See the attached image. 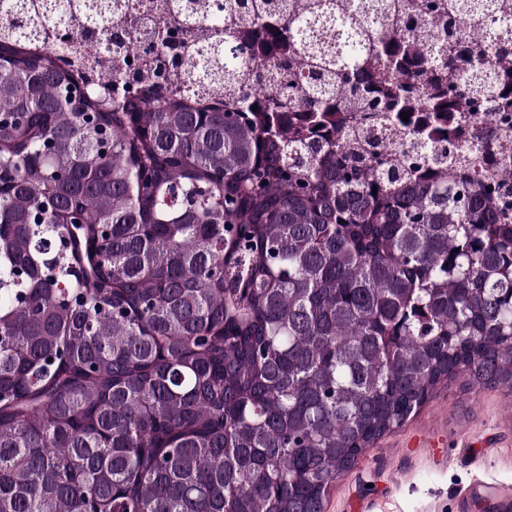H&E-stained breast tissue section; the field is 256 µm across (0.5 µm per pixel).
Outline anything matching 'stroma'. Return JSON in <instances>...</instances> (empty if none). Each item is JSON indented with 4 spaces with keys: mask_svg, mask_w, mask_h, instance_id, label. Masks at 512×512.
Returning <instances> with one entry per match:
<instances>
[{
    "mask_svg": "<svg viewBox=\"0 0 512 512\" xmlns=\"http://www.w3.org/2000/svg\"><path fill=\"white\" fill-rule=\"evenodd\" d=\"M324 512H512V389L441 381L331 483Z\"/></svg>",
    "mask_w": 512,
    "mask_h": 512,
    "instance_id": "obj_1",
    "label": "stroma"
}]
</instances>
